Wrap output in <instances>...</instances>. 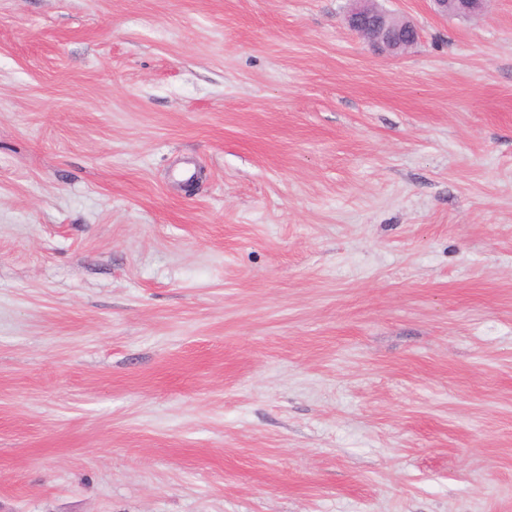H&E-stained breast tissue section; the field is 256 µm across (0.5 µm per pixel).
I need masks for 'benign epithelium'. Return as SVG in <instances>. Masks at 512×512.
Listing matches in <instances>:
<instances>
[{"instance_id":"obj_1","label":"benign epithelium","mask_w":512,"mask_h":512,"mask_svg":"<svg viewBox=\"0 0 512 512\" xmlns=\"http://www.w3.org/2000/svg\"><path fill=\"white\" fill-rule=\"evenodd\" d=\"M435 10L442 16L467 17L486 9L487 0H432ZM375 0H352L345 15L348 28L361 36L372 47L390 55L402 54L407 44L419 40V29L410 20L393 23L394 15L376 8Z\"/></svg>"}]
</instances>
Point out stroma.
Returning a JSON list of instances; mask_svg holds the SVG:
<instances>
[{"mask_svg":"<svg viewBox=\"0 0 512 512\" xmlns=\"http://www.w3.org/2000/svg\"><path fill=\"white\" fill-rule=\"evenodd\" d=\"M0 0V512H512V0ZM351 2L352 5L345 15L348 28L376 50L390 55H400L405 52V45L415 44L419 40V29L412 21L400 19L398 24H394L395 16L392 13L376 8L378 1ZM395 26L398 28L393 30ZM435 10L442 16L448 14L467 17L482 13L486 9L487 0H432Z\"/></svg>","mask_w":512,"mask_h":512,"instance_id":"obj_1","label":"stroma"}]
</instances>
